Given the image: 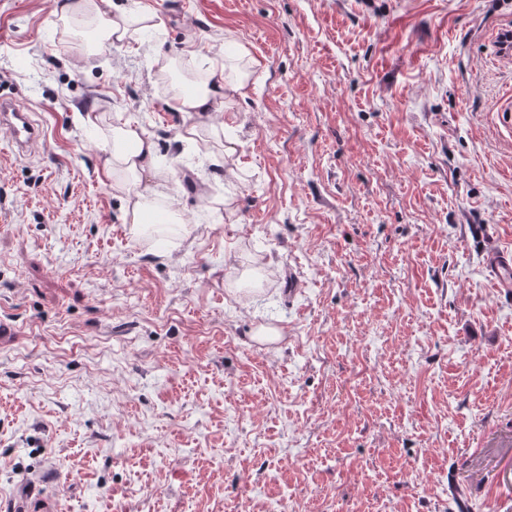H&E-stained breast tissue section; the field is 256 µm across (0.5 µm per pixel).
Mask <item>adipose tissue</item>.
Here are the masks:
<instances>
[{
	"label": "adipose tissue",
	"instance_id": "obj_1",
	"mask_svg": "<svg viewBox=\"0 0 512 512\" xmlns=\"http://www.w3.org/2000/svg\"><path fill=\"white\" fill-rule=\"evenodd\" d=\"M59 13L65 22L88 24L91 38L87 46L91 49L130 42L139 32L155 25L153 14L148 12L102 13L96 0H62ZM159 70L173 85L170 97L173 109L197 117L196 123L188 127V134L222 141L225 158H232L235 154L233 140L226 138L223 129L212 124L210 117L218 106L246 95L251 78L249 62L244 61L241 53H228L219 67L206 69L198 75H186L179 58L164 57ZM79 121L100 133L105 153L104 174L113 190L126 201L124 220L130 224L132 233L144 234L152 226L151 214L159 211L149 189L142 186L145 176L158 172L154 142L129 122L109 119L101 112L85 113Z\"/></svg>",
	"mask_w": 512,
	"mask_h": 512
}]
</instances>
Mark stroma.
I'll list each match as a JSON object with an SVG mask.
<instances>
[{
    "label": "stroma",
    "mask_w": 512,
    "mask_h": 512,
    "mask_svg": "<svg viewBox=\"0 0 512 512\" xmlns=\"http://www.w3.org/2000/svg\"><path fill=\"white\" fill-rule=\"evenodd\" d=\"M59 3L0 0L44 130L0 126V512H512V0H97L158 26L91 54ZM228 40L233 178L154 66ZM81 112L153 137L188 237L131 233Z\"/></svg>",
    "instance_id": "1"
}]
</instances>
